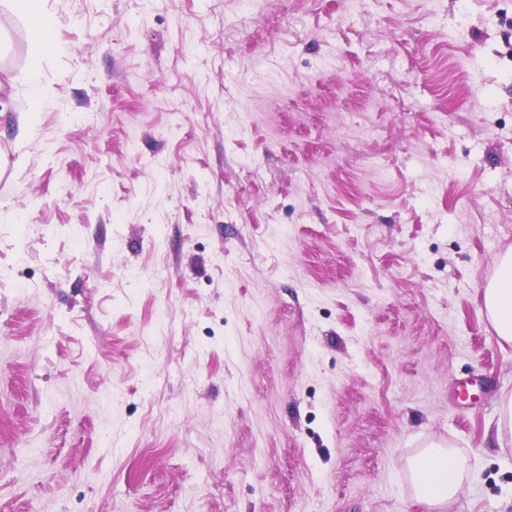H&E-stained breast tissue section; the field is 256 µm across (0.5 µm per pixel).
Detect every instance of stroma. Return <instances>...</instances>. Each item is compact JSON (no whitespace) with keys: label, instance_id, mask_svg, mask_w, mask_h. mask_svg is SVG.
Returning a JSON list of instances; mask_svg holds the SVG:
<instances>
[{"label":"stroma","instance_id":"obj_1","mask_svg":"<svg viewBox=\"0 0 512 512\" xmlns=\"http://www.w3.org/2000/svg\"><path fill=\"white\" fill-rule=\"evenodd\" d=\"M437 4L0 10V512H512V0ZM46 0H2L12 13L23 17L31 28L30 52L40 56L54 41L53 21L47 9ZM483 307L498 335L512 342V252L500 256L495 278L485 287ZM496 438L502 448L512 445V396L502 400ZM460 464L444 453L427 451L412 465L414 480L422 500L438 505L451 499L457 489Z\"/></svg>","mask_w":512,"mask_h":512}]
</instances>
